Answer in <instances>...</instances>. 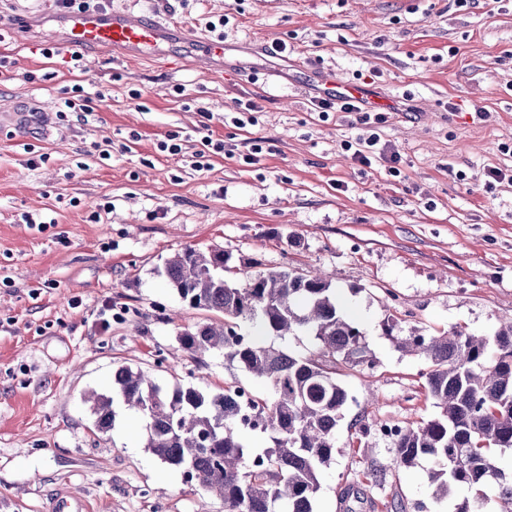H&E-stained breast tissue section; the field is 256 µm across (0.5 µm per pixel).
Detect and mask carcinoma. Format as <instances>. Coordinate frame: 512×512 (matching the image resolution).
<instances>
[{
    "instance_id": "obj_1",
    "label": "carcinoma",
    "mask_w": 512,
    "mask_h": 512,
    "mask_svg": "<svg viewBox=\"0 0 512 512\" xmlns=\"http://www.w3.org/2000/svg\"><path fill=\"white\" fill-rule=\"evenodd\" d=\"M222 250L194 248L167 260L164 274L190 307L224 321L183 330L181 348L195 357L212 350L262 380L268 391L239 384L211 395L197 385L168 388L141 370L123 367L112 395L94 404L97 427L112 429L116 408L146 421V447L188 480L224 499V512H313L319 474L336 452V430L350 392L339 372L372 364L365 333L336 305L333 276L282 267L233 279ZM284 337L307 332L318 355L302 356L242 333V323ZM399 349L427 361L424 389L439 412L399 429L395 468L424 457L428 480L444 495L456 487L492 483L499 512H512V472L497 452L512 449V319L492 336L462 326L442 333L395 338ZM270 445L250 449L249 435Z\"/></svg>"
}]
</instances>
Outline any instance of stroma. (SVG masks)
<instances>
[{
  "mask_svg": "<svg viewBox=\"0 0 512 512\" xmlns=\"http://www.w3.org/2000/svg\"><path fill=\"white\" fill-rule=\"evenodd\" d=\"M112 7L198 31L228 16L232 49L220 79L179 49L173 65L87 49L84 70L73 71L53 0H0L9 74L0 111L19 113L0 125V512H52L59 498L82 512H224L221 498L151 453L143 418L117 414L102 432L83 400L110 392L122 367L212 394L235 383L261 389L223 353L199 360L181 349L182 330L214 320L164 276L166 260L188 247L224 250L235 263L255 258L266 270L335 273L338 304L367 336L373 364L342 378L352 400L320 471L315 512H344L352 483L356 512H385L394 495L405 512H455L466 498L497 512L489 488L436 496L431 460L392 467V446L376 428L437 413L423 388L426 362L394 337L459 324L490 336L512 318V185L485 188L488 168L512 169V0L498 12L485 0ZM272 39L287 44V57L265 55ZM48 43L59 56L41 55ZM330 71L404 104L368 128L400 153L399 176L345 151L367 129L353 114L313 110L318 78ZM75 84L104 101L61 111L63 90ZM31 98L44 112L25 111ZM243 98L262 110L239 125ZM170 131L181 136L180 153L159 147ZM208 137L225 150L200 169ZM257 139L262 153L244 163ZM358 419L367 437L354 429ZM370 468L381 485L363 482Z\"/></svg>",
  "mask_w": 512,
  "mask_h": 512,
  "instance_id": "1",
  "label": "stroma"
}]
</instances>
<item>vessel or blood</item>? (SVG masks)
Listing matches in <instances>:
<instances>
[{
    "label": "vessel or blood",
    "mask_w": 512,
    "mask_h": 512,
    "mask_svg": "<svg viewBox=\"0 0 512 512\" xmlns=\"http://www.w3.org/2000/svg\"><path fill=\"white\" fill-rule=\"evenodd\" d=\"M62 22L70 45L91 48H118L129 56L164 59L172 46L186 48L193 65L213 75H223L224 58L229 49L223 40L204 37L173 23L125 10L104 12L98 9L73 10L63 14ZM324 93L354 97L365 107L375 108L385 101L381 92L350 85L329 74L324 78Z\"/></svg>",
    "instance_id": "vessel-or-blood-1"
}]
</instances>
